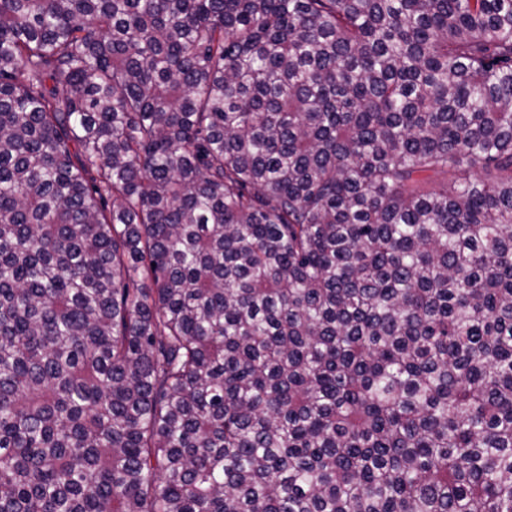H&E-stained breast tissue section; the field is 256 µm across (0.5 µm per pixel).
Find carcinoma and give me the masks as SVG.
I'll list each match as a JSON object with an SVG mask.
<instances>
[{
  "instance_id": "1",
  "label": "carcinoma",
  "mask_w": 512,
  "mask_h": 512,
  "mask_svg": "<svg viewBox=\"0 0 512 512\" xmlns=\"http://www.w3.org/2000/svg\"><path fill=\"white\" fill-rule=\"evenodd\" d=\"M0 512H512V0H0Z\"/></svg>"
}]
</instances>
